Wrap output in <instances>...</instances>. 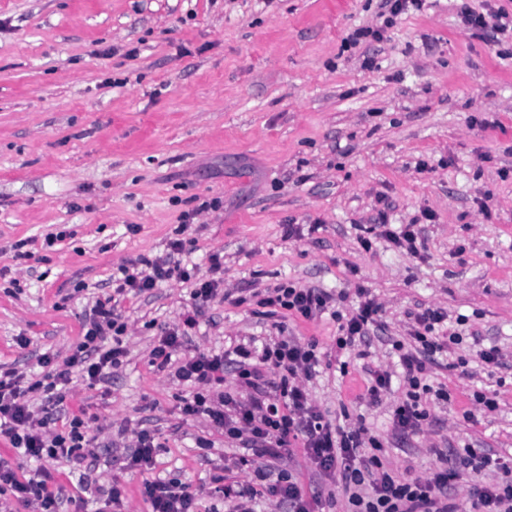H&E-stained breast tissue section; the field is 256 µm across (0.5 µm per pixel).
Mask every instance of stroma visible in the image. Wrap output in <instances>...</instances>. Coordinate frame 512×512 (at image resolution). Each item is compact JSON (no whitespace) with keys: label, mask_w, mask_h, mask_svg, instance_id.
<instances>
[{"label":"stroma","mask_w":512,"mask_h":512,"mask_svg":"<svg viewBox=\"0 0 512 512\" xmlns=\"http://www.w3.org/2000/svg\"><path fill=\"white\" fill-rule=\"evenodd\" d=\"M385 11L384 0H0V372L34 381L41 354L70 355L117 268L162 255L179 233L197 278L210 275L208 254L224 257V294L201 306L181 357L253 336L313 338L331 357L309 387L315 405L363 419L395 472L427 474L439 448L512 454V38L466 27L456 0H426L382 41L347 44ZM212 198L220 208L197 213ZM382 209L418 224L419 256L378 237L361 246ZM287 224L317 230L288 240ZM288 281L345 292L344 314L368 289L382 312L366 358L337 352L330 315H263L255 292ZM190 292L172 282L120 299L123 364L92 388L73 377L53 408L62 431L99 417L84 512L114 478L126 512H149L126 459L140 427L159 443L156 475L204 490L199 512H225L208 491L243 448L182 419L184 387L149 361ZM427 307L466 317L469 335L430 370L450 402L402 440L391 426L401 384L378 406L359 396L367 367L394 362L393 341ZM491 346L501 363L488 367L475 355ZM477 391L498 410L478 411Z\"/></svg>","instance_id":"stroma-1"}]
</instances>
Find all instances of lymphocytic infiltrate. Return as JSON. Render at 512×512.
Returning a JSON list of instances; mask_svg holds the SVG:
<instances>
[{
	"label": "lymphocytic infiltrate",
	"mask_w": 512,
	"mask_h": 512,
	"mask_svg": "<svg viewBox=\"0 0 512 512\" xmlns=\"http://www.w3.org/2000/svg\"><path fill=\"white\" fill-rule=\"evenodd\" d=\"M185 250V240L174 238L165 255L120 266L112 278L115 295L138 296L164 282L192 280L180 259ZM209 271V278L192 280L196 283L194 301L207 302L222 293L220 253L210 254ZM357 296V306L339 325L337 350L354 347L378 322L380 304L367 289H358ZM335 301L333 294L321 289L287 282L265 291L258 304L273 316L285 310L311 321ZM447 318L443 309L425 308L415 315L408 341L393 344L406 388L404 399L391 412L397 435L421 432L430 418L427 395L444 402L450 399L447 390L432 389L427 382L434 354L463 341L459 333L443 332ZM196 325L194 316L184 315L179 324L163 328L150 352L153 366L189 387L179 405L184 418L208 419L225 437L243 444L263 461L287 457L293 448L302 447L320 475L335 479L347 512H460L450 491L464 481L469 484V512H512V463L508 460L464 447L451 456L440 453V466L427 477L400 475L386 466L379 455L381 441L369 435L363 424L341 425L327 419L307 389L324 358L316 340L300 342L284 336L259 347L249 341L221 353L178 358L179 348ZM83 327L85 332L70 356L59 361L54 355H42L40 365L48 370L46 379L25 386L19 376L0 375V435L8 438L17 454L37 463L34 472L21 477L0 460V493L11 491L32 512H57L65 502L82 508L83 498L66 495L47 464L63 460L73 469L87 468L95 456L89 433L98 420L94 414L76 416L68 431L53 430L51 412L45 406L34 408V394L42 392L52 395L54 401H63L73 374H80L91 387L106 382L127 354V325L121 322L112 297L96 300ZM229 365L237 376L239 390L235 393L222 388L224 369ZM268 372L277 377L269 391L261 387ZM157 449L154 435L144 429L127 456L129 467L145 475L142 494L151 512H197V496L189 484L151 477ZM490 467L502 470L503 478L493 484L479 482V475ZM254 477V482L247 484L225 478L222 493L232 503L233 512H250L248 503L256 497L286 505L290 512H322L324 508L320 497L306 498L287 471H274L264 463L255 469Z\"/></svg>",
	"instance_id": "obj_1"
}]
</instances>
